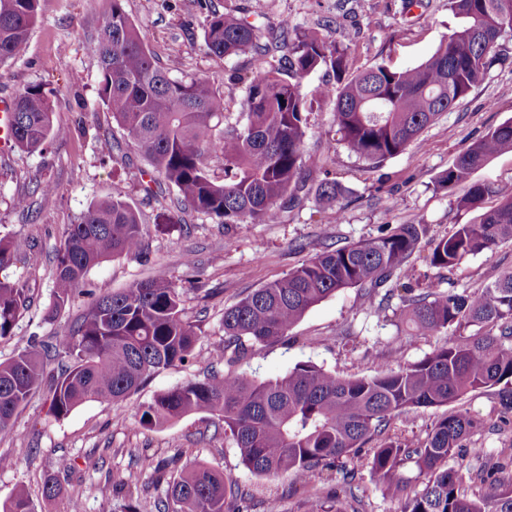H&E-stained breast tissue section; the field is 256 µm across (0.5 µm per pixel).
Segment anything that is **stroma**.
<instances>
[{
	"label": "stroma",
	"mask_w": 512,
	"mask_h": 512,
	"mask_svg": "<svg viewBox=\"0 0 512 512\" xmlns=\"http://www.w3.org/2000/svg\"><path fill=\"white\" fill-rule=\"evenodd\" d=\"M123 6L170 76H207L224 95L232 120L241 111L243 88L229 84L227 76L249 71L250 58L224 59L205 52L202 24L208 10L231 8L249 16L258 11L261 24L285 17L302 29L334 21L333 37L354 41L355 65L361 69L381 60L396 69L419 65L458 24L448 0H428L427 7L410 9L405 0H123ZM111 10L112 0H39L25 52L0 64V96L15 97L35 83L52 90L55 128L43 148L0 153V236L16 246L14 261L0 269V279L20 283L29 298L11 338L0 341V361L33 340H53L60 324L76 321L100 296L147 279L157 263L184 290V314L199 334L198 358L160 372L125 406L90 401L60 420L49 414L45 392L37 391L20 408L11 430L0 433V455L12 461L0 469V503L23 484L36 512H69L74 499L82 512H124L128 490L164 495L168 478L203 463L223 471L242 490V497L230 500L231 512H269L273 507L304 512L309 496L336 489L339 471H324L306 487L288 476L260 477L241 464L232 439L209 415L191 414L147 429L139 424L135 406L214 371L233 368L273 380L297 363L311 361L342 376L367 377L386 361L411 363L430 353L435 337L410 335L393 312L374 314L358 289L347 288L309 310L282 341L247 344L245 357L234 365L216 355L224 346L225 308L284 277L316 252L373 239L388 225L415 219L426 223L431 239L470 222L472 213L457 205L464 186L448 192L437 189L436 179L473 140L512 119V65L493 68L479 87L428 126L423 148L408 147L378 165L341 144L332 103L317 104L306 129V187L300 206L269 224L227 229L194 212L186 214L184 223L173 224L169 218L176 190L165 185L152 194L143 191L142 152L98 100L99 64L88 44ZM74 72L80 81L71 80ZM106 137L120 146L115 156L101 151ZM328 174L347 189L343 213L316 196ZM46 182L56 187L52 195L41 191ZM112 195L122 196L144 224L148 261L117 258L95 266L71 303L49 317L55 256L65 227L77 223L92 201ZM22 196L31 204L25 211L14 205ZM189 252L196 260L192 268L184 264ZM510 269L512 243L507 242L451 269L414 257L403 278L418 290L434 283L444 290L472 291ZM460 407L479 423L472 444L490 456L512 446V428L496 425L497 388L471 392ZM51 477L61 493L49 500L43 485ZM342 507L344 512H399L401 501L387 495L364 465Z\"/></svg>",
	"instance_id": "1"
}]
</instances>
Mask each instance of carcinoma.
Instances as JSON below:
<instances>
[{
	"instance_id": "carcinoma-1",
	"label": "carcinoma",
	"mask_w": 512,
	"mask_h": 512,
	"mask_svg": "<svg viewBox=\"0 0 512 512\" xmlns=\"http://www.w3.org/2000/svg\"><path fill=\"white\" fill-rule=\"evenodd\" d=\"M38 0H0V64L21 56L37 20ZM460 19L423 63L397 70L381 61L359 71L350 46L319 30H299L288 19L261 27L231 11H210L203 21L208 54H254L241 101L244 120L226 121L224 95L196 75L175 79L146 46L138 27L112 0V12L89 45L100 68L98 98L112 120L144 150L150 182L178 193L172 222L186 210L227 224L271 223L285 203L299 201L305 166L304 139L313 101L302 81L317 70L333 82L317 97L334 104L336 133L358 157L380 164L412 144L422 131L477 88L497 66L512 60V0H449ZM267 42H262V39ZM51 92L42 84L22 89L13 101L15 146L34 151L54 134ZM512 153V120L460 151L436 181L440 189L466 185L460 208L476 216L449 236L435 238L425 256L433 267L453 268L471 255L512 242V192L472 180L490 159ZM224 170L212 174L214 164ZM319 200L344 210L347 190L326 178ZM498 205L484 209L489 197ZM426 225L415 220L384 235L315 254L284 277L255 289L224 309L225 343L246 338L272 344L288 337L305 314L346 288L364 292L371 309L390 307L401 290L400 318L416 336H445L422 359L386 366L369 377H344L306 361L282 377L258 381L227 372L157 394L136 407L140 423L158 427L191 413L208 414L224 427L241 464L257 476H291L306 484L341 463V490L351 492L357 459L390 495L404 490L407 463L425 477L401 512H512V471L493 470L484 451L475 463L449 465L477 423L461 410L443 413L427 438L409 442L390 434L391 422L413 409L447 407L469 393L500 384L504 412L512 411V270L481 289L461 294L430 285L421 294L401 282L421 251ZM145 229L122 196L91 203L66 229L56 253V316L86 273L112 258H139ZM26 306V290L0 280V340L12 335ZM51 343L35 342L0 362V430L40 386L43 359L66 361L51 388L49 413L67 417L87 401L119 403L152 376L196 358L198 333L185 318L182 291L163 265L151 276L100 297L78 322L63 324ZM370 448H365V445ZM239 489L224 472L194 464L169 482L165 496L132 498L125 512H228ZM0 512H33L29 492L15 488ZM305 512H344L339 494L310 499Z\"/></svg>"
}]
</instances>
